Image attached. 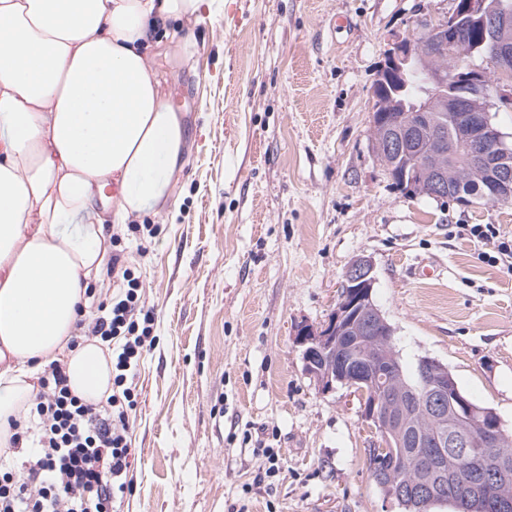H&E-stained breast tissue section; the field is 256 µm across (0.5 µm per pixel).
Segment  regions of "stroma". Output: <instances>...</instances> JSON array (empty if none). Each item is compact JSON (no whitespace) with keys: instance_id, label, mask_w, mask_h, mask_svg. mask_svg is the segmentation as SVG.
I'll return each mask as SVG.
<instances>
[{"instance_id":"stroma-1","label":"stroma","mask_w":512,"mask_h":512,"mask_svg":"<svg viewBox=\"0 0 512 512\" xmlns=\"http://www.w3.org/2000/svg\"><path fill=\"white\" fill-rule=\"evenodd\" d=\"M184 23L167 74L187 163L149 238L114 225L154 314L127 385L134 454L115 512H399L369 471L381 446L360 393L307 374L300 327L324 326L347 268L374 264V300L403 362L447 365L512 432V201L411 197L372 138L387 54L456 0H226ZM491 224L475 243L467 228ZM279 470L266 477L265 449Z\"/></svg>"}]
</instances>
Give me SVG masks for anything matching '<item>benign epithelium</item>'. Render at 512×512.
I'll return each mask as SVG.
<instances>
[{"mask_svg": "<svg viewBox=\"0 0 512 512\" xmlns=\"http://www.w3.org/2000/svg\"><path fill=\"white\" fill-rule=\"evenodd\" d=\"M478 25L489 34L494 45L489 58L492 74L498 83L512 89V9L488 3V0H459L454 12L445 22L422 24L420 36L433 39L455 49L462 42L463 22ZM412 41L403 39L394 44L386 63L379 73L377 84L398 91L412 60ZM428 101L403 108L404 114L396 122H388L386 144L393 153L403 154L406 143L415 130L432 124L431 107L438 105L442 112H450L458 123V134L465 143L468 160L480 171L483 181L481 195L490 202L512 199V165L505 156L512 153L504 142L501 131L491 124L489 103L486 96L485 75L477 71L448 77L440 72L426 74ZM432 146L429 159L416 165V178L403 182L408 195H419V183L431 187V196L446 199L453 194L444 177L443 141L438 130L430 138ZM375 284L374 265L368 258L355 260L345 274L343 292L327 325L320 329L304 327L298 331L297 343L302 347V359L307 373L324 391H332L341 384L347 388L366 392V376L348 366L362 357L363 346L358 336L367 331L383 334L381 313L372 301ZM448 371L443 370L432 379L424 390L423 406L440 423L448 421ZM373 406L364 411L366 420L373 422L384 437L401 439L408 424L391 411ZM504 438L500 423H478L474 432L466 436L459 447L462 464L478 454L488 456L489 473L508 469L512 459L504 454L490 455L488 449L498 447Z\"/></svg>", "mask_w": 512, "mask_h": 512, "instance_id": "7a95c632", "label": "benign epithelium"}]
</instances>
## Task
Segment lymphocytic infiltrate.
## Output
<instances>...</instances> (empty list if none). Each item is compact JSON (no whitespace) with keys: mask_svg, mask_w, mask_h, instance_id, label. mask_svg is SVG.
I'll use <instances>...</instances> for the list:
<instances>
[{"mask_svg":"<svg viewBox=\"0 0 512 512\" xmlns=\"http://www.w3.org/2000/svg\"><path fill=\"white\" fill-rule=\"evenodd\" d=\"M126 288L88 326L112 349L113 392L92 403L75 395L65 368L53 362L39 379L26 417L9 420L12 435L0 459L25 453L20 469L0 466V512H112L116 495L132 491L127 428L137 401L125 382L151 335L141 285L124 272Z\"/></svg>","mask_w":512,"mask_h":512,"instance_id":"lymphocytic-infiltrate-1","label":"lymphocytic infiltrate"}]
</instances>
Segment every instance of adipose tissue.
Returning a JSON list of instances; mask_svg holds the SVG:
<instances>
[{
    "label": "adipose tissue",
    "mask_w": 512,
    "mask_h": 512,
    "mask_svg": "<svg viewBox=\"0 0 512 512\" xmlns=\"http://www.w3.org/2000/svg\"><path fill=\"white\" fill-rule=\"evenodd\" d=\"M215 3L0 0V419L59 359L84 400L111 395V352L70 345L109 263L97 205L121 224L154 211L183 168V117L147 46L170 20L169 52L189 53L181 21Z\"/></svg>",
    "instance_id": "obj_1"
}]
</instances>
